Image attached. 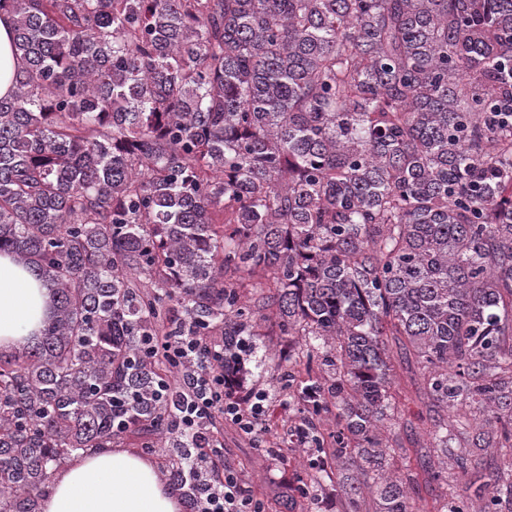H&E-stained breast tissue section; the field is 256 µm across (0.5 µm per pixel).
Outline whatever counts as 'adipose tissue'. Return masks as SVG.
Masks as SVG:
<instances>
[{
    "label": "adipose tissue",
    "instance_id": "ef3b65f1",
    "mask_svg": "<svg viewBox=\"0 0 512 512\" xmlns=\"http://www.w3.org/2000/svg\"><path fill=\"white\" fill-rule=\"evenodd\" d=\"M50 296L35 276L0 254V351L26 344L41 326ZM178 494L162 483L154 463L128 448L74 457L61 469L41 512H182Z\"/></svg>",
    "mask_w": 512,
    "mask_h": 512
}]
</instances>
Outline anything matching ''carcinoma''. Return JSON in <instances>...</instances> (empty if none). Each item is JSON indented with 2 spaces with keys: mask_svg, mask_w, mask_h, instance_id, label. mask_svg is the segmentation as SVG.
<instances>
[{
  "mask_svg": "<svg viewBox=\"0 0 512 512\" xmlns=\"http://www.w3.org/2000/svg\"><path fill=\"white\" fill-rule=\"evenodd\" d=\"M21 62L0 97V252L48 289L0 352V512H38L78 453L177 428L187 366L145 340L271 350L300 465L343 512H419L390 469L389 340L462 493L512 512L473 448H512V0H0ZM336 428L327 432L324 419ZM160 467L184 483L185 439Z\"/></svg>",
  "mask_w": 512,
  "mask_h": 512,
  "instance_id": "carcinoma-1",
  "label": "carcinoma"
}]
</instances>
